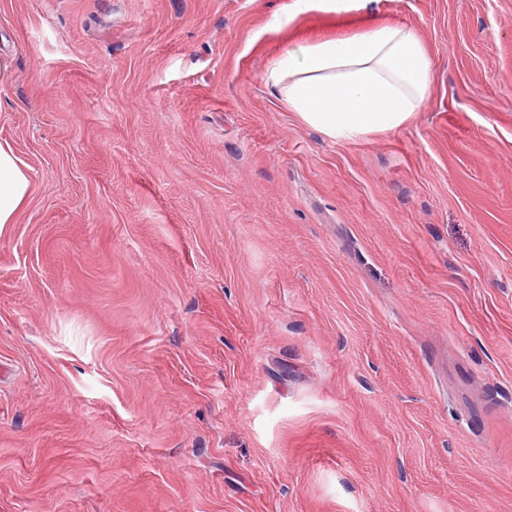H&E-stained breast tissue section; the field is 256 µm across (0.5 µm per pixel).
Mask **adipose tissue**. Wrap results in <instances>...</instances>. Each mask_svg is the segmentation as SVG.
I'll return each instance as SVG.
<instances>
[{"label":"adipose tissue","mask_w":512,"mask_h":512,"mask_svg":"<svg viewBox=\"0 0 512 512\" xmlns=\"http://www.w3.org/2000/svg\"><path fill=\"white\" fill-rule=\"evenodd\" d=\"M266 80L289 110L334 141L404 124L430 97L433 70L415 33L382 25L344 39L318 38L274 57ZM32 192L27 167L0 143V232Z\"/></svg>","instance_id":"obj_1"}]
</instances>
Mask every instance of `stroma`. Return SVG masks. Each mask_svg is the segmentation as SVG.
<instances>
[{"mask_svg": "<svg viewBox=\"0 0 512 512\" xmlns=\"http://www.w3.org/2000/svg\"><path fill=\"white\" fill-rule=\"evenodd\" d=\"M291 2L0 0V512H512V0ZM382 24L398 129L267 84ZM266 80L307 125L352 141L404 124L430 97L433 70L411 29L382 25L304 41L270 61ZM32 192L28 168L20 161L12 147L0 143V233L7 224L15 223L19 211L26 205Z\"/></svg>", "mask_w": 512, "mask_h": 512, "instance_id": "1", "label": "stroma"}]
</instances>
